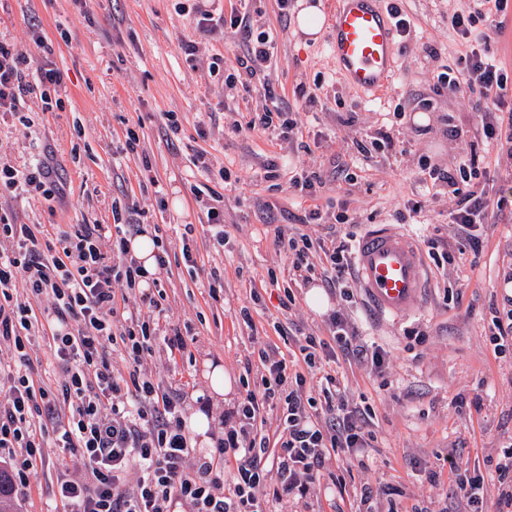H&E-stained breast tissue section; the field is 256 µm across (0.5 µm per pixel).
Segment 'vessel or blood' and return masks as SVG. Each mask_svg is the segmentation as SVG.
Listing matches in <instances>:
<instances>
[{"mask_svg": "<svg viewBox=\"0 0 512 512\" xmlns=\"http://www.w3.org/2000/svg\"><path fill=\"white\" fill-rule=\"evenodd\" d=\"M384 0H335L328 50L349 87L380 91L395 75L396 37ZM354 264L370 312L377 318L410 314L427 289L415 239L392 224L370 225L355 244Z\"/></svg>", "mask_w": 512, "mask_h": 512, "instance_id": "1", "label": "vessel or blood"}]
</instances>
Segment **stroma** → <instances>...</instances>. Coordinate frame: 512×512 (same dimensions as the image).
I'll list each match as a JSON object with an SVG mask.
<instances>
[{
  "label": "stroma",
  "mask_w": 512,
  "mask_h": 512,
  "mask_svg": "<svg viewBox=\"0 0 512 512\" xmlns=\"http://www.w3.org/2000/svg\"><path fill=\"white\" fill-rule=\"evenodd\" d=\"M237 0H0V41L33 72L51 62L61 75V104L45 109L31 95L23 118L0 116V163L18 169L49 166L59 191L47 197L25 189H0V213L12 215L51 236L75 224L112 223V202L133 207L142 229L162 225L169 262L156 273L166 292L163 327H176L190 339L189 355L157 346L146 367L168 389L179 391L184 415L201 413L219 431L243 390L242 377L259 381L258 350L272 347L291 355L294 342L281 337L277 324L295 321L305 333L328 337L326 315L305 301V281H291L285 253L271 244L274 225L298 226L299 198L290 183L299 170L319 171L327 182L316 203L333 212L346 201L354 231L367 224H396L407 200L420 201L419 223L409 225L415 238L432 237L456 247L458 230L449 222L452 202L447 186L426 194L423 164L455 172L461 159L477 157L490 174L489 192L512 188V159L481 135V123L467 95L448 94L436 76L464 52L448 23L468 11L473 0H401L411 33L400 40L396 76L375 96L351 90L325 38H304L294 18L281 15L278 0H263L257 27L278 31L267 78L226 91L222 74L208 72L212 58L223 71L235 68L245 51L242 32L205 36L196 30V8L230 11ZM44 43L36 45L33 30ZM197 47L196 62L184 52ZM437 56H429L425 44ZM322 79L314 110L303 109L293 90ZM284 99L302 130L316 141L281 142L270 132L238 133L261 109L265 90ZM409 104L394 127H386L380 106L400 98ZM175 113L179 128L169 131L163 113ZM425 115L419 123L417 115ZM137 131L135 151L118 153L127 129ZM394 144L381 146V131ZM279 165L267 178L269 161ZM230 169L237 183L225 185ZM350 179H334L338 170ZM224 196L227 248L216 247L206 211L194 188ZM274 211H267V204ZM479 252L465 251L454 265L428 264L430 292L423 305L399 320L367 318L362 294L343 304L329 291L331 310L346 309L363 336L387 354L384 377L365 367L339 361L327 366L346 395L369 408L376 441L357 457L330 462L344 490L330 479L310 488L306 498L290 502L288 512H471L459 492L446 458L457 452L480 472L493 496L503 490L499 463L512 445V347L499 354L489 341L494 316L512 298V205L498 224L482 235ZM190 245L192 261L181 249ZM220 271L224 292L209 296L210 274ZM263 304H254L252 293ZM292 293L290 309L279 304ZM249 308L243 321L240 310ZM235 381L230 395H214L209 382L215 368ZM79 467L74 454L48 449L29 476L27 488L12 492L10 512H58L54 490L58 463ZM373 490L362 503L361 490Z\"/></svg>",
  "instance_id": "1"
}]
</instances>
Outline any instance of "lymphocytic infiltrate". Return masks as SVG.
Masks as SVG:
<instances>
[{"label": "lymphocytic infiltrate", "mask_w": 512, "mask_h": 512, "mask_svg": "<svg viewBox=\"0 0 512 512\" xmlns=\"http://www.w3.org/2000/svg\"><path fill=\"white\" fill-rule=\"evenodd\" d=\"M257 0H240L230 14L199 11L196 28L205 35L218 28L245 32L243 56L224 84L236 89L243 78L267 71L272 65L277 34L252 32ZM512 0H479L477 8L454 14L453 32L466 46L454 67L437 76L449 94H471V108L479 112L484 136L512 157V131L502 129L503 113L512 112V76L488 55L486 46L498 30L494 18L506 17ZM487 29H479L480 21ZM61 84L50 64L39 68L35 82H27L20 59L0 42V113L19 115L25 96L47 93ZM265 105L235 131L270 130L278 139L293 140L299 132L296 118L281 98L265 92ZM482 170L475 159L460 163L457 174L430 168L432 184H447L454 198L451 223L461 228L460 246L473 250L482 244L478 227L496 223L502 200L472 190ZM325 213L305 208L302 231L274 230L273 246L286 252L289 273L322 282L350 301L355 281L352 232L331 238L312 237L306 229L326 226ZM136 223L111 226L80 224L57 237L51 252H44L39 230L15 223L0 214V345L11 346V360L0 359V451L18 449L11 464L12 483L26 485L28 476L43 461L48 443L78 452L80 474L63 473L55 496L64 512H274L276 505L306 497L311 486L324 478L332 455H349L371 447L370 411L346 396L324 390L322 398L307 395L308 373L323 364L345 358L370 368L376 376L386 370V355L364 343L348 314L329 317L330 339L303 333L296 324L279 327L280 336L293 337L299 359L277 352H260L259 382L246 387L234 413V423L212 445H192L185 431L181 395L142 373L141 366L156 342L169 350L186 351L179 328L160 330L166 293L156 289L140 293L135 309L118 311L113 284L135 290L142 269L129 255L127 235L139 232ZM323 252L314 263L315 252ZM23 285L34 298H46L48 316L59 324L52 330L50 349L54 384L34 380L26 343L38 319L13 291ZM123 351V366L112 362L114 348ZM282 412L284 429L276 458L256 426L263 410ZM236 467L225 473L227 458Z\"/></svg>", "instance_id": "obj_1"}]
</instances>
